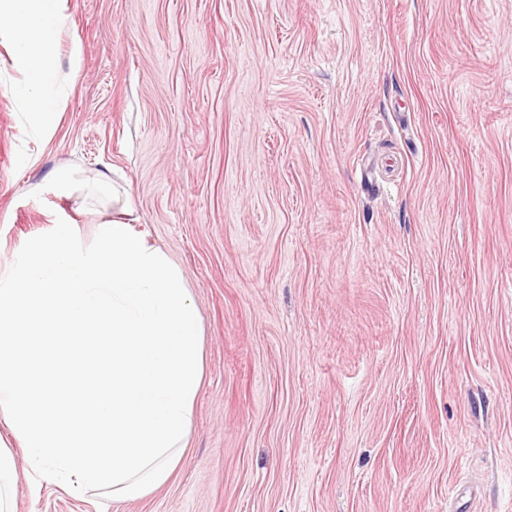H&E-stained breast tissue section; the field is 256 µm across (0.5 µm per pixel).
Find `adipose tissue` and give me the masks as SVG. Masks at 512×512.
Listing matches in <instances>:
<instances>
[{
    "label": "adipose tissue",
    "instance_id": "1",
    "mask_svg": "<svg viewBox=\"0 0 512 512\" xmlns=\"http://www.w3.org/2000/svg\"><path fill=\"white\" fill-rule=\"evenodd\" d=\"M69 23L67 0H0V30L8 33L22 74L15 87L18 109L46 142L55 134L57 112L73 80L55 58L57 36Z\"/></svg>",
    "mask_w": 512,
    "mask_h": 512
}]
</instances>
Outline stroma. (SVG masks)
Instances as JSON below:
<instances>
[{
  "mask_svg": "<svg viewBox=\"0 0 512 512\" xmlns=\"http://www.w3.org/2000/svg\"><path fill=\"white\" fill-rule=\"evenodd\" d=\"M68 12L50 142L0 47V272L127 213L182 274L203 380L136 500L36 478L0 424L16 512H512V0Z\"/></svg>",
  "mask_w": 512,
  "mask_h": 512,
  "instance_id": "1",
  "label": "stroma"
}]
</instances>
